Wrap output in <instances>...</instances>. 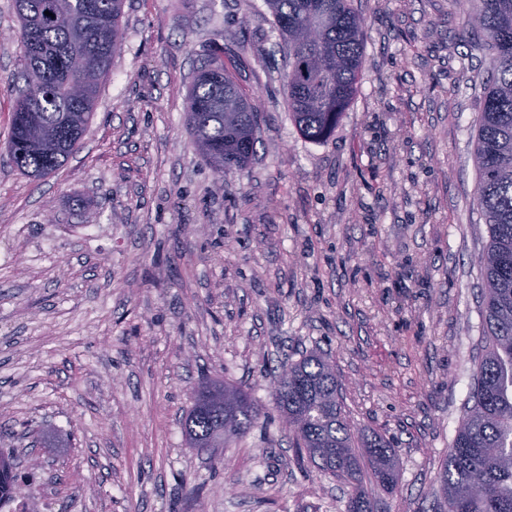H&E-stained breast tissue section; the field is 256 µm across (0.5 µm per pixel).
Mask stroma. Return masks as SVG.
Listing matches in <instances>:
<instances>
[{
	"mask_svg": "<svg viewBox=\"0 0 512 512\" xmlns=\"http://www.w3.org/2000/svg\"><path fill=\"white\" fill-rule=\"evenodd\" d=\"M352 5L358 91L313 142L264 0H124L79 149L33 178L5 162L19 23L0 0V449L40 460L29 512H345L277 415L212 452L183 433L198 383L267 405L276 367L312 351L352 429L397 451L374 512H430L482 335L471 4ZM215 44L260 123L222 175L184 121Z\"/></svg>",
	"mask_w": 512,
	"mask_h": 512,
	"instance_id": "1",
	"label": "stroma"
}]
</instances>
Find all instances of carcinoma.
<instances>
[{
    "mask_svg": "<svg viewBox=\"0 0 512 512\" xmlns=\"http://www.w3.org/2000/svg\"><path fill=\"white\" fill-rule=\"evenodd\" d=\"M288 58V112L302 136L323 140L358 90L363 23L351 0H266ZM469 52L481 59L476 119L475 201L489 239L476 262L482 353L431 512H512V0H472ZM21 69L10 128V161L33 177L56 171L80 145L99 87L122 41L124 0H15ZM50 15H45V12ZM185 119L210 167L241 170L254 156L258 114L251 95L216 47L186 97ZM274 403L297 457L349 487L346 512H373L368 485L392 493L396 451L378 436H357L342 411L334 365L310 354L280 367ZM184 430L195 448H222L245 436L266 411L229 383L192 392ZM12 452H0V498L25 497ZM481 484L484 495L471 496Z\"/></svg>",
    "mask_w": 512,
    "mask_h": 512,
    "instance_id": "cac0c4a2",
    "label": "carcinoma"
}]
</instances>
